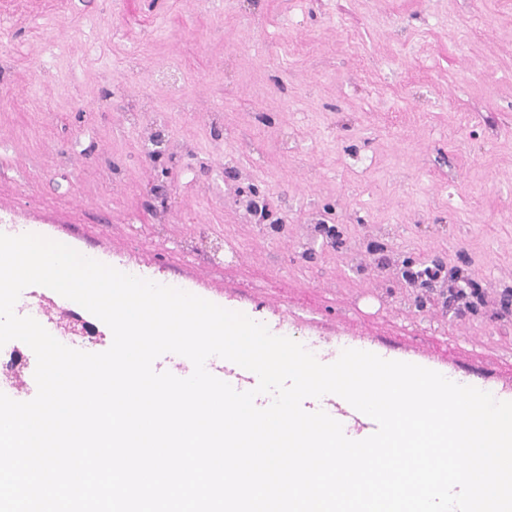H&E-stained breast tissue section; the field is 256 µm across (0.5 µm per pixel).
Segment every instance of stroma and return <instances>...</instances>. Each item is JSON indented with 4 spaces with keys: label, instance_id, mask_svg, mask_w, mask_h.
<instances>
[{
    "label": "stroma",
    "instance_id": "1",
    "mask_svg": "<svg viewBox=\"0 0 512 512\" xmlns=\"http://www.w3.org/2000/svg\"><path fill=\"white\" fill-rule=\"evenodd\" d=\"M173 63L223 107V128L201 102L170 98L156 75ZM145 94L191 153L142 150L122 115ZM223 130L248 135L238 167L287 203L290 232L241 221ZM164 168L159 224L147 191ZM0 206L26 232L274 335L307 344L344 329L511 383L498 320L405 306L402 289L332 250L305 258L294 229L330 207L348 236L390 225L388 253L441 255L484 285L512 272V0H0ZM228 236L234 261L212 250Z\"/></svg>",
    "mask_w": 512,
    "mask_h": 512
}]
</instances>
